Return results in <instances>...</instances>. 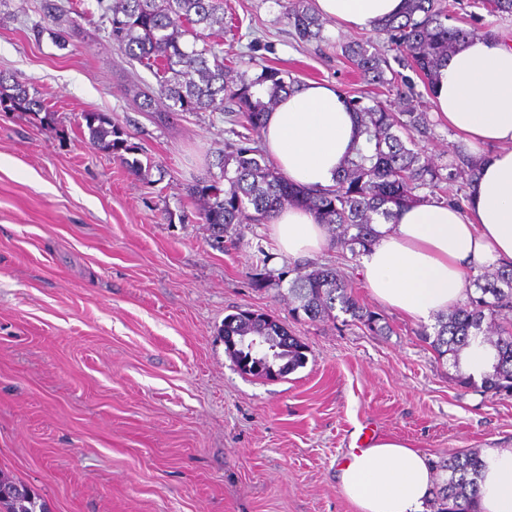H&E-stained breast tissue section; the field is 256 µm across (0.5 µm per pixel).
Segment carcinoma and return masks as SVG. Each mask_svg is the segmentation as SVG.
Listing matches in <instances>:
<instances>
[{"instance_id":"obj_1","label":"carcinoma","mask_w":512,"mask_h":512,"mask_svg":"<svg viewBox=\"0 0 512 512\" xmlns=\"http://www.w3.org/2000/svg\"><path fill=\"white\" fill-rule=\"evenodd\" d=\"M460 0H404L400 16L383 21L377 31L386 35L394 60L414 71L427 94L440 62L475 30L460 27L456 5ZM473 7L492 16L512 15V0H471ZM47 17L68 37L77 34L69 11L47 4ZM285 18L302 43L323 41L324 21L311 0H287ZM112 46L130 61L149 71L157 81L158 95L147 83L136 85L142 108L163 122L173 112H228L235 114L243 131L224 142L218 158L220 175L204 179L190 189L200 220L218 243L224 234L243 224H270L285 207H301L325 225L331 247L356 257L378 237L376 225L390 224L404 207L435 202L465 210L467 186L484 160L455 148L451 160L438 164L420 143L434 136V123L422 104V95L402 80L388 54L369 40L340 45L341 55L359 72L366 86L396 90L398 105L363 93L348 98L365 144L344 162L334 185L313 188L293 183L271 161L261 146L265 115L300 81L285 78L286 71L260 62L252 77L234 69L232 56L204 41L205 31L224 34V0H112L100 15ZM202 45H197V42ZM0 110L41 116L54 113L45 98L10 74L0 72ZM89 141L115 155L133 173L146 179L151 163L125 154L135 150L125 130L99 112L82 114ZM288 299L296 318L311 322L336 318L335 311L350 316L371 331L389 329L379 313L362 305L352 294V283L335 267L308 264L291 269ZM474 293L466 303L436 317L433 331L419 335L430 341L440 356L458 363L463 349L481 340L495 351L493 371L482 379L484 392L512 395V264L492 265L471 278ZM224 344L239 370L267 379V365L280 376L306 363L307 346L277 320L242 311L224 319ZM245 336L263 337L262 355L242 343ZM480 454L451 453L439 465L434 487L435 512H474L476 475ZM0 512H48L30 490L0 472Z\"/></svg>"}]
</instances>
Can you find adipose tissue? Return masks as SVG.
<instances>
[{"mask_svg":"<svg viewBox=\"0 0 512 512\" xmlns=\"http://www.w3.org/2000/svg\"><path fill=\"white\" fill-rule=\"evenodd\" d=\"M322 18L355 30L375 29L397 16L404 0H315ZM431 103L472 152L492 153L459 212L435 203L400 211L360 256L372 296L384 307L426 322L471 293L470 276L489 264L512 263V47L491 36L469 39L443 61ZM267 156L293 182L333 185L344 160L364 143L345 95L308 82L267 114ZM282 256L294 258L330 245L324 227L289 207L269 226ZM475 512H512V448L482 458ZM436 478L428 456L383 438L350 453L338 472L342 494L359 512H424Z\"/></svg>","mask_w":512,"mask_h":512,"instance_id":"obj_1","label":"adipose tissue"}]
</instances>
